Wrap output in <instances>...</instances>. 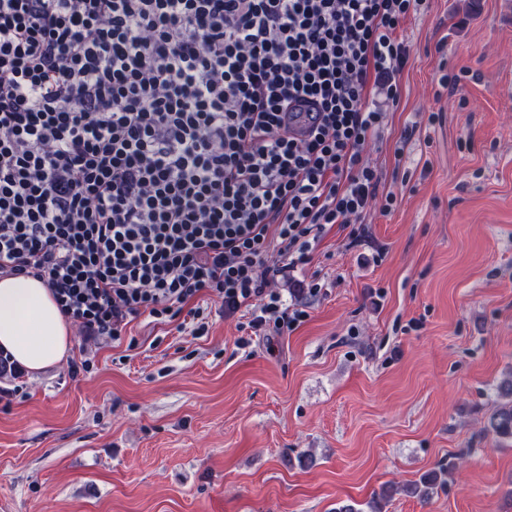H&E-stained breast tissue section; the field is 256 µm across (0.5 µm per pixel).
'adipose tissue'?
I'll return each instance as SVG.
<instances>
[{"label":"adipose tissue","instance_id":"1","mask_svg":"<svg viewBox=\"0 0 512 512\" xmlns=\"http://www.w3.org/2000/svg\"><path fill=\"white\" fill-rule=\"evenodd\" d=\"M71 339L70 321L40 280L0 278V350L38 374L66 358Z\"/></svg>","mask_w":512,"mask_h":512}]
</instances>
